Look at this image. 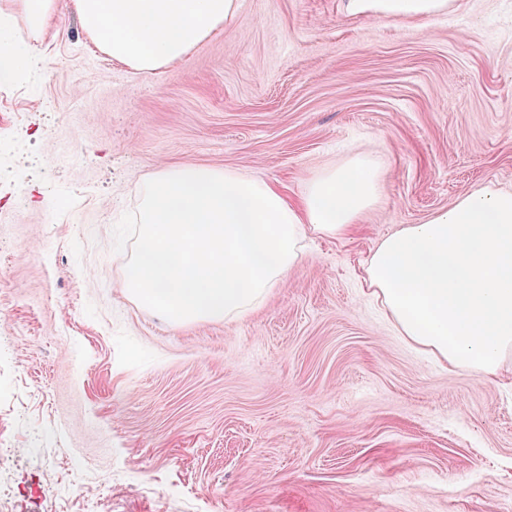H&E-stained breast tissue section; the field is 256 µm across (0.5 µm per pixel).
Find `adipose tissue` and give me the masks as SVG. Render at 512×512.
<instances>
[{"mask_svg":"<svg viewBox=\"0 0 512 512\" xmlns=\"http://www.w3.org/2000/svg\"><path fill=\"white\" fill-rule=\"evenodd\" d=\"M86 32L142 74L184 62L238 14L237 0H71ZM452 0H345L347 15L430 23ZM365 155L316 173L298 202L269 181L166 166L143 181L123 287L169 322L234 320L261 307L312 234L349 235L375 204ZM364 282L402 336L493 379L512 355V192L484 187L380 241Z\"/></svg>","mask_w":512,"mask_h":512,"instance_id":"obj_1","label":"adipose tissue"}]
</instances>
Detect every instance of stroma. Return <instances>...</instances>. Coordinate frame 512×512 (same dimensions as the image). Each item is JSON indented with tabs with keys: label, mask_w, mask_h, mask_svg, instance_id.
<instances>
[{
	"label": "stroma",
	"mask_w": 512,
	"mask_h": 512,
	"mask_svg": "<svg viewBox=\"0 0 512 512\" xmlns=\"http://www.w3.org/2000/svg\"><path fill=\"white\" fill-rule=\"evenodd\" d=\"M188 59L144 76L72 8L0 84V502L7 512H512V357L437 362L363 281L377 243L485 186L512 191V0L436 21L341 0H238ZM370 155L352 236L311 237L265 304L185 325L122 287L136 187L208 166L298 199Z\"/></svg>",
	"instance_id": "obj_1"
}]
</instances>
